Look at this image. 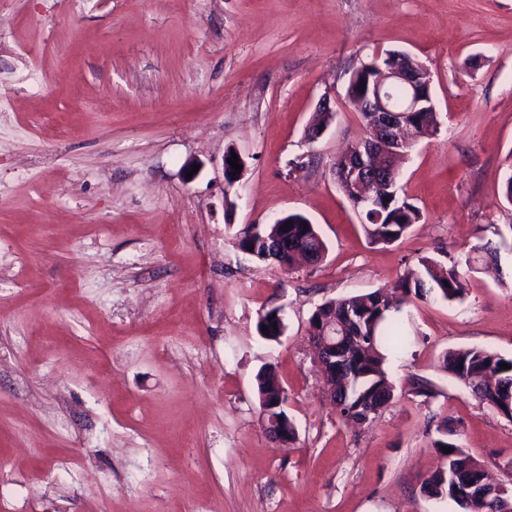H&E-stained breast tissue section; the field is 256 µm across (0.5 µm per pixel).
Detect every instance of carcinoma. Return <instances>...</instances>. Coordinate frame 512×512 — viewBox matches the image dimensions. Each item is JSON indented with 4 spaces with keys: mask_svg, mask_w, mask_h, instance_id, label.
<instances>
[{
    "mask_svg": "<svg viewBox=\"0 0 512 512\" xmlns=\"http://www.w3.org/2000/svg\"><path fill=\"white\" fill-rule=\"evenodd\" d=\"M362 216V227L371 242L391 244L418 222L421 212L414 205L396 197L381 203L379 208L362 213ZM285 220L289 226L290 247H300L301 256L313 252L310 264L320 263L327 246L316 225L301 214H290ZM279 228L278 224H253L238 239V247L259 261L291 266L296 255L284 258L272 248ZM420 264L423 272L412 274L400 284L404 295L417 298L433 295L448 301L463 297L464 276L458 264L439 269L430 258L421 259ZM400 309V305L389 302L383 293L373 291L326 301L312 314L310 326L327 329V334L336 338V342L349 352L348 371L333 379L336 402L343 405L341 413L350 415L365 404L377 413L391 404L394 387L384 363L388 353L404 348L408 342L403 329L392 320V313ZM258 327L267 328V331L260 332L264 339L279 340L285 329L280 310L266 312L260 318ZM503 363L509 365V369H502ZM443 365L481 403L501 408L506 417L512 420V359L483 348L470 347L448 351ZM257 392L259 401L266 406L281 398L282 389L272 370L265 369L258 373ZM437 432L439 437L432 442V447L441 458V469L424 483L426 495L445 497L466 512H500L512 500V492L506 488L501 496L489 500L456 492L453 476L460 467H468L476 472L483 470V467L462 447L460 434L448 432V424L439 426ZM445 447L452 449V452H444Z\"/></svg>",
    "mask_w": 512,
    "mask_h": 512,
    "instance_id": "1",
    "label": "carcinoma"
}]
</instances>
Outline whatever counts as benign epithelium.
<instances>
[{"instance_id":"1","label":"benign epithelium","mask_w":512,"mask_h":512,"mask_svg":"<svg viewBox=\"0 0 512 512\" xmlns=\"http://www.w3.org/2000/svg\"><path fill=\"white\" fill-rule=\"evenodd\" d=\"M373 74L363 93H347V99L359 112L367 113L373 133L383 132V142L369 140V134L355 142L347 156L355 157L353 164L342 172L358 205L365 208L379 206L386 195L396 196L395 159L405 154V149L416 144L421 135L416 129V115L426 112L432 104L431 78L424 77L414 56L400 52L393 57L377 54L370 63ZM405 90L404 101L396 105L390 90ZM318 345V364L323 376L336 372V343L327 334L315 339Z\"/></svg>"}]
</instances>
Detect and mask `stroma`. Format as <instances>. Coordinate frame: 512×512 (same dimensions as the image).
Listing matches in <instances>:
<instances>
[{"mask_svg": "<svg viewBox=\"0 0 512 512\" xmlns=\"http://www.w3.org/2000/svg\"><path fill=\"white\" fill-rule=\"evenodd\" d=\"M378 51L423 62L440 122L399 168L421 217L389 245L334 176L364 133L349 71ZM0 85V512H463L421 492L444 421L512 488V420L441 367L512 357V0H0ZM326 94L336 116L306 142ZM291 213L320 264L237 248ZM489 241L498 264L465 271L463 299L402 303L394 399L347 423L313 361L316 307ZM276 308L275 342L257 325ZM266 368L287 445L261 421ZM257 392L260 402V409L263 401L265 406H270L273 402L281 398L282 389L279 386V380L271 369L262 370L257 375Z\"/></svg>", "mask_w": 512, "mask_h": 512, "instance_id": "obj_1", "label": "stroma"}]
</instances>
